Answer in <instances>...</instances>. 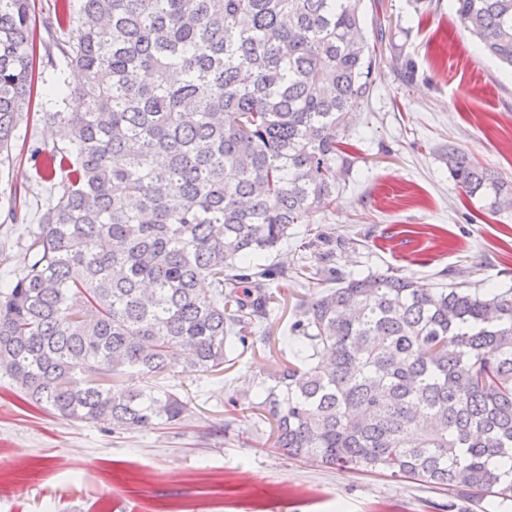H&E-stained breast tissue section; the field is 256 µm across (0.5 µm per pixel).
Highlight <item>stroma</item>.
Segmentation results:
<instances>
[{
    "label": "stroma",
    "mask_w": 512,
    "mask_h": 512,
    "mask_svg": "<svg viewBox=\"0 0 512 512\" xmlns=\"http://www.w3.org/2000/svg\"><path fill=\"white\" fill-rule=\"evenodd\" d=\"M375 18L365 34L380 62L367 105L346 131L355 151L353 180L335 204L294 225L267 263L296 272L329 264L344 273H394L422 288L462 284L480 292L512 287V209L470 197L442 158L455 146L512 186V71L482 56L449 0H364ZM38 95L14 133L11 165L0 168V205L21 211L48 197L37 182L34 141L51 140L43 115L80 110L65 62L38 66ZM316 246H309V239ZM298 299L272 308L223 374L173 367L162 386L189 400L176 425L104 431L73 423L20 399L0 380V512H140L143 498L189 501L195 512H249L241 488L262 512H434L448 495L417 480L339 471L272 449L270 427L233 410L248 390L293 357L292 323L322 281L296 282Z\"/></svg>",
    "instance_id": "obj_1"
}]
</instances>
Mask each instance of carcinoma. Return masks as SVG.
<instances>
[{
	"label": "carcinoma",
	"instance_id": "obj_1",
	"mask_svg": "<svg viewBox=\"0 0 512 512\" xmlns=\"http://www.w3.org/2000/svg\"><path fill=\"white\" fill-rule=\"evenodd\" d=\"M453 7L512 67V0ZM364 23L363 0H55L45 57L77 72L83 109L46 113L57 137L32 149L50 198L0 287V376L73 423L188 414L154 383L172 351L184 373L224 371L267 319L269 282L288 283L262 257L352 177L341 133L376 81ZM33 42L30 0H0V166L28 114ZM443 159L468 195L512 205L458 148ZM312 275L329 287L291 329L303 365L279 364L261 402L232 406L262 409L292 457L427 483L448 512L512 502V288Z\"/></svg>",
	"mask_w": 512,
	"mask_h": 512
}]
</instances>
